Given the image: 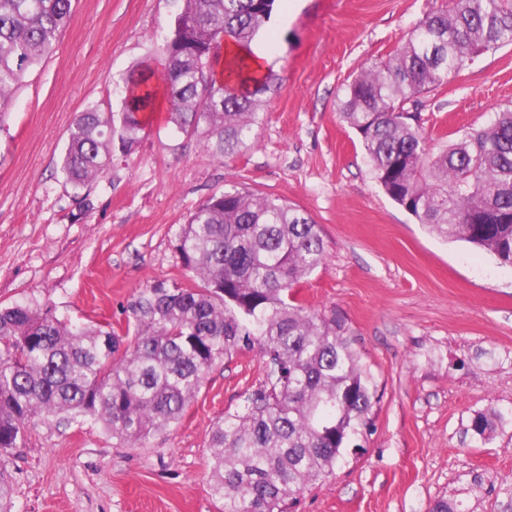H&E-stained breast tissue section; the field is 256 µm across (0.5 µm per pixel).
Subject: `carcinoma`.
Returning a JSON list of instances; mask_svg holds the SVG:
<instances>
[{"label": "carcinoma", "instance_id": "cac0c4a2", "mask_svg": "<svg viewBox=\"0 0 512 512\" xmlns=\"http://www.w3.org/2000/svg\"><path fill=\"white\" fill-rule=\"evenodd\" d=\"M275 2L183 0L158 48L163 70H130L121 111L76 116L64 179L82 187L112 162L113 147L131 153L161 100L177 132L200 138L219 161L248 148L273 75L248 72L243 59L224 75L221 49H250ZM71 13L72 0H0V132L15 90L55 53ZM506 42L512 0H446L346 85L340 115L390 199L438 237L512 265V108L437 153L408 111ZM178 251L197 284L142 289L130 305V342L109 324L61 320L48 305L0 307V512H12L5 456L32 418H90L119 443L141 446L177 424L210 371L244 350L259 354L263 379L208 436L210 488L223 512H289L304 488L361 448L374 377L342 324L292 293L323 260L320 226L278 198L233 187L190 213ZM497 421L503 414H480L472 430L483 437Z\"/></svg>", "mask_w": 512, "mask_h": 512}]
</instances>
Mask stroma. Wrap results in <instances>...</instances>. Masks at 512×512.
Returning <instances> with one entry per match:
<instances>
[{
	"label": "stroma",
	"mask_w": 512,
	"mask_h": 512,
	"mask_svg": "<svg viewBox=\"0 0 512 512\" xmlns=\"http://www.w3.org/2000/svg\"><path fill=\"white\" fill-rule=\"evenodd\" d=\"M182 0H73L55 53L28 72L0 133V304L51 305L111 324L154 283L189 282L178 250L188 215L234 187L298 207L319 224L322 264L294 294L344 334L378 401L363 454L309 487L291 512H512V267L431 233L375 181L339 117L346 85L407 39L431 0H276L259 38L276 77L255 142L218 161L157 107L136 150L83 187L58 172L69 130L90 108L119 111L120 77L162 69L156 47ZM512 105V44L478 56L420 96L438 151ZM262 378L249 351L216 365L182 419L127 447L98 424L33 420L12 450L13 512H221L208 485V434ZM496 409L490 438L473 419Z\"/></svg>",
	"instance_id": "1"
}]
</instances>
